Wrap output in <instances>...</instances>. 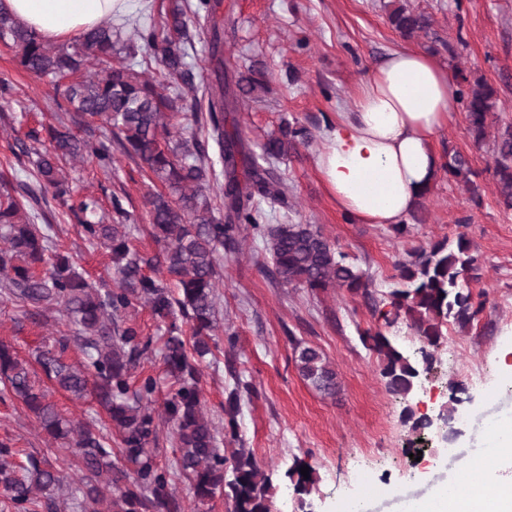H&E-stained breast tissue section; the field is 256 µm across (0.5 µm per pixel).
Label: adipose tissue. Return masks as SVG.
I'll return each instance as SVG.
<instances>
[{
	"instance_id": "obj_1",
	"label": "adipose tissue",
	"mask_w": 512,
	"mask_h": 512,
	"mask_svg": "<svg viewBox=\"0 0 512 512\" xmlns=\"http://www.w3.org/2000/svg\"><path fill=\"white\" fill-rule=\"evenodd\" d=\"M127 0H0L25 27L63 43L125 12ZM447 67L413 48L392 51L360 81L349 111L325 130L314 166L337 209L365 224L403 223L442 167L436 140L454 116ZM488 452L453 483L436 485L414 512H512V425L486 428ZM492 495L474 497L475 484Z\"/></svg>"
}]
</instances>
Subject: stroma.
Returning a JSON list of instances; mask_svg holds the SVG:
<instances>
[{"label": "stroma", "instance_id": "35a3bbf8", "mask_svg": "<svg viewBox=\"0 0 512 512\" xmlns=\"http://www.w3.org/2000/svg\"><path fill=\"white\" fill-rule=\"evenodd\" d=\"M391 0H223L224 54L264 64L268 93L237 113L241 135L252 153H260L269 133L282 121L299 120L313 138L299 158L283 165L288 203L270 208L274 224L319 225L338 244L348 261L366 270L377 289H387L395 263L430 242L465 234L478 259L481 277L472 282L485 309L467 329L449 326L436 350L431 372L423 374L408 399L390 393L381 375L379 356L365 346L366 331L383 327L362 299L331 289L314 295L283 286L260 234L242 233L238 253L225 255L217 288L222 325L214 356L200 364L205 409L216 426L224 424V400L236 382L250 385L237 417V438H225L231 451L250 449L262 471L277 482L278 512H294L291 488L281 480L295 460L319 475L312 495L315 512H345L363 500L368 512H405V505L426 498L439 483L453 482L482 444L485 425L512 420V374L503 371L502 352L512 349V211L497 203L492 186L490 145L475 147L464 115L438 141L440 152L467 155L479 174V198L440 174L424 204L429 218L396 235L385 224H363L338 211L313 166L324 148V129L346 111L363 75L390 50L406 47L389 24ZM433 19L428 36L415 48L444 64L484 77L498 88L503 110L512 122V0H409ZM0 78L14 88L11 104L0 102V179H26L11 146L39 123L50 120L54 106L48 80L27 75L13 49L0 44ZM74 190L89 192L102 205L112 194L131 199L135 246L148 255L157 250L148 235L141 172L130 158L120 157L114 171L95 163L70 172ZM54 239L62 244L90 280L109 278L105 249L81 239L76 221L56 200ZM67 328L58 314L32 320L0 297V341L22 358H30L42 342H54ZM320 350L338 373L342 390L336 398L321 396L298 374L296 344ZM416 415L437 416L456 407L452 441L440 443L436 429L416 435L403 420L404 407ZM24 453L47 459L63 482L62 512H76L71 492L81 473L61 443L41 432L21 404L0 398V441ZM420 445V459L410 450ZM156 462L171 473V489L181 512H199L190 483L176 470L179 455L169 431L151 443Z\"/></svg>", "mask_w": 512, "mask_h": 512}]
</instances>
